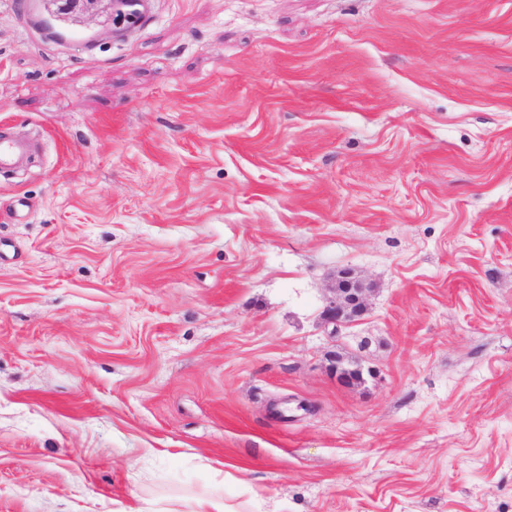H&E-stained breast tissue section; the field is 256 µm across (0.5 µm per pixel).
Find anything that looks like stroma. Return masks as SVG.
Wrapping results in <instances>:
<instances>
[{"label":"stroma","mask_w":512,"mask_h":512,"mask_svg":"<svg viewBox=\"0 0 512 512\" xmlns=\"http://www.w3.org/2000/svg\"><path fill=\"white\" fill-rule=\"evenodd\" d=\"M0 131V512H512V0H0ZM26 151V145L23 142L4 139L0 135V171L12 168L18 162ZM370 290L350 271L343 270L336 275V287L331 288L332 295L327 298L322 313L324 324L333 326V335L364 313ZM331 368L335 371L336 379L345 385H355L365 383L364 369L357 365L349 368L345 365L343 352L336 348L329 354ZM252 502L246 501L241 507H235L224 500L223 495L200 497H182L169 502L164 512H250ZM152 511V512H162Z\"/></svg>","instance_id":"35a3bbf8"}]
</instances>
